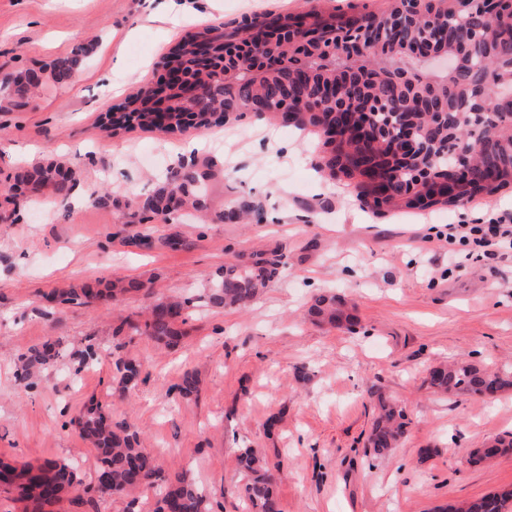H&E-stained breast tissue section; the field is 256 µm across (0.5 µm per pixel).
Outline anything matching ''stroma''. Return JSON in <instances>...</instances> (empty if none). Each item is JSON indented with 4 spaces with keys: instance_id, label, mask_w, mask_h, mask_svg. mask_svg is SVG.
Wrapping results in <instances>:
<instances>
[{
    "instance_id": "35a3bbf8",
    "label": "stroma",
    "mask_w": 512,
    "mask_h": 512,
    "mask_svg": "<svg viewBox=\"0 0 512 512\" xmlns=\"http://www.w3.org/2000/svg\"><path fill=\"white\" fill-rule=\"evenodd\" d=\"M314 6L378 14L388 4L212 0L205 19L171 20L165 39L143 0H0V78L74 53L84 75L77 84L46 81L37 96L0 109V459L69 462L90 484L96 452L70 419L95 400L135 425L165 472L191 470L212 512H245L236 458L246 446L269 461L281 512H437L512 490V453L471 457L512 436V390L486 399L429 385L442 363L512 365V252L491 271L428 240L431 227L512 212V186L464 208L381 212L358 200L353 180L316 168L328 147L314 127L301 131L272 113L175 133L110 125L111 112L159 83L189 34ZM193 137L208 210L162 221L139 204L166 183L172 152ZM48 161L72 166L68 199L27 190L10 200L17 176ZM105 193L111 205L97 204ZM280 212L286 220L268 222ZM137 231L151 247L129 242ZM272 250L285 265L249 308L209 304L221 267ZM110 278L141 288L108 305L45 299ZM320 294L341 296L351 322L312 321L307 308ZM166 297L191 302L175 347L119 333ZM47 340L58 355L26 388L16 359ZM90 344L100 356L77 371ZM121 358L145 367L124 391L114 381ZM188 370L198 371L199 392L183 398L176 386ZM376 388L401 403L408 422L400 446L381 457L365 448ZM157 500L149 489L95 506L67 500L56 512H155Z\"/></svg>"
}]
</instances>
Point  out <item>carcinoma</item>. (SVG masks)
Instances as JSON below:
<instances>
[{"label": "carcinoma", "mask_w": 512, "mask_h": 512, "mask_svg": "<svg viewBox=\"0 0 512 512\" xmlns=\"http://www.w3.org/2000/svg\"><path fill=\"white\" fill-rule=\"evenodd\" d=\"M435 14L441 25L453 30L457 25L469 23L486 27L492 24L484 13L476 12L461 17L454 11L453 0H435ZM407 42L395 44L380 39L376 34L368 41L379 47L370 53L372 58H380L393 65L399 64L402 56L411 55L422 59L413 48V41L423 33L418 22L407 26ZM462 56V66L453 75H417L426 84L412 89L406 85L396 91L385 81L361 83L345 78L349 69L348 58L338 57L327 60L320 55L307 59L304 66L310 70L306 83L297 81L291 72L280 70L267 74L261 82L249 77V67L242 68L237 76L236 96L241 101L263 104L274 97L290 98L299 101L310 90L336 83L342 101L348 105H359L364 100L381 102L388 96L404 102L420 105L423 111L415 113L416 130H422L427 123V113L453 112L459 120L453 125L439 124L433 135L445 141L451 137L460 140L467 138L470 146L476 147L474 164L469 170L467 184L473 195H493L505 185L504 179L512 175V119L501 112L498 88L512 87V25L498 24L489 34V42L481 55L472 56L462 46L457 47ZM78 63L77 58H62L53 62L49 71L29 72L25 76V87H35L48 77L56 82L68 79ZM482 88L479 107L492 115L496 123L495 131L485 136L482 142L473 138V131L467 125L466 105H472L471 91ZM224 106V100L207 97L198 104L195 113L197 129L209 126L208 115ZM141 125L152 124L151 113L144 108L139 112H124L111 116L112 125L130 122ZM380 164L393 163L396 168L393 192L403 198L406 207H430L435 201H422L428 195L424 186L417 184L412 170L387 158L382 149L376 150ZM495 174L502 182L492 186L486 184V176ZM200 175L190 171L180 180L166 183L152 196L142 202V208L154 215L167 218L183 207L197 211L205 208V199L200 186ZM21 183L40 192L49 191L55 198L65 199L72 188L68 172L50 164L40 166L21 177ZM284 255L277 252H259L248 256L241 255L224 268L214 280L208 294V302L214 306L246 308L279 273ZM140 288V284L129 282L126 286L114 283L105 288H83L81 293L56 290L45 298L57 304L77 301L83 305H95L114 300L119 293ZM344 303L334 294L316 296L308 308V315L330 325H336L343 314ZM184 303L171 299H161L150 305L143 323L124 322L131 336H148L168 346L179 341L181 332L176 328L182 320ZM57 351L51 343H43L18 357L16 375L22 382L34 376L41 366L56 357ZM120 373L119 383L126 388L136 383L143 364L135 358L121 359L116 363ZM198 377L194 372L183 375L178 384V393L186 398L198 392ZM430 384L436 391L445 395L468 394L492 397L512 388V365H504L490 370L470 363L441 365L430 370ZM79 436L89 442L98 454V467L95 481L89 487L82 486L75 477V467L70 463L46 462L41 465L13 466L0 461V490L16 494V499L25 504L23 512H52V507L64 497L71 495L76 500L88 499L103 501L112 495H126L137 490L156 488L159 491L158 506L155 512H210L208 497L198 485L191 472L182 470L168 475L157 465L155 454L142 445L136 428L128 422H114L108 407L100 402L90 401L71 419ZM405 414L400 404L382 395L377 396V414L367 438V448L374 455H382L396 447L404 435ZM512 451V441L496 440L477 450L475 456L490 458ZM239 465L245 470L247 481L241 494L250 506V512H280L279 502L273 492V474L265 459L252 448H244L238 456ZM443 512H512V492L494 493L471 501L462 507L450 506Z\"/></svg>", "instance_id": "carcinoma-1"}]
</instances>
